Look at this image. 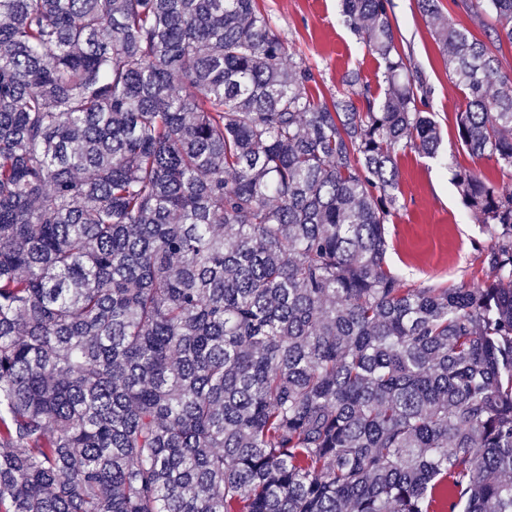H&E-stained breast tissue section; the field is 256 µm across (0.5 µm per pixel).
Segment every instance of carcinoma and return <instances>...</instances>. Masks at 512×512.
I'll return each mask as SVG.
<instances>
[{"instance_id":"obj_1","label":"carcinoma","mask_w":512,"mask_h":512,"mask_svg":"<svg viewBox=\"0 0 512 512\" xmlns=\"http://www.w3.org/2000/svg\"><path fill=\"white\" fill-rule=\"evenodd\" d=\"M389 7L328 102L256 0H0V512H512V182L456 174L493 279L391 270L441 137ZM435 36L512 178V75Z\"/></svg>"}]
</instances>
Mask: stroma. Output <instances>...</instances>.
<instances>
[{
  "instance_id": "stroma-1",
  "label": "stroma",
  "mask_w": 512,
  "mask_h": 512,
  "mask_svg": "<svg viewBox=\"0 0 512 512\" xmlns=\"http://www.w3.org/2000/svg\"><path fill=\"white\" fill-rule=\"evenodd\" d=\"M258 3L292 51L313 68L324 98L342 91V79L350 71L380 88L383 66L343 23L339 0ZM388 14L412 71L421 74L429 89L425 109L433 113L442 135L435 157L412 151L398 158L403 206L386 226L390 266L410 288L483 283L492 275L479 252L488 232L467 216L455 176L471 170L498 183L502 174L493 161L474 158L457 143L456 115L465 95L449 75L417 0H391Z\"/></svg>"
}]
</instances>
